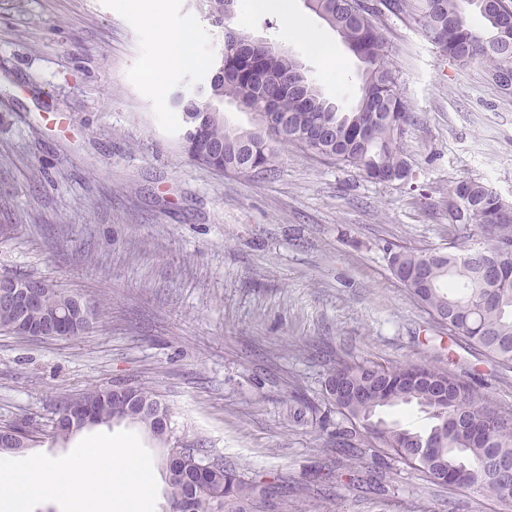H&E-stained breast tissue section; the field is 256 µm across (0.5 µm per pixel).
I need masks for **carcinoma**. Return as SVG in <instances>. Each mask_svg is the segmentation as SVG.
<instances>
[{
  "mask_svg": "<svg viewBox=\"0 0 512 512\" xmlns=\"http://www.w3.org/2000/svg\"><path fill=\"white\" fill-rule=\"evenodd\" d=\"M215 23L226 25V0H198ZM483 0H309L308 9L324 20L363 64L356 105L344 111L322 96L310 79L298 89L289 81L301 69L287 52L268 43L244 49L241 39L224 32L221 53L224 77L209 83L207 103L187 98L180 106L183 122L202 123L201 138L186 150L199 164L210 147L224 148L217 164L224 171L269 176L275 173L281 147L293 145L354 170L377 183L407 182L414 162L401 142L413 122L397 88L391 63L375 18L419 14L426 33L448 57L479 61L489 77L512 67L505 55L487 43L490 33H512V0L485 12ZM478 13L485 31L471 28L468 11ZM256 117L250 130L232 128L219 108L224 101ZM448 247L418 250L389 245L391 273L448 335L463 338L512 370V203L480 180H462L453 188ZM74 296L48 285L40 308L30 320L45 319L72 304ZM0 330L23 334L14 312L0 306ZM138 400L150 411L124 415L125 405L105 388L82 393L95 412V425L138 424L170 453L176 441L171 420L160 425L152 410L168 406L152 388L135 386ZM326 400L346 426L338 428L348 458L364 443L375 457L395 458L433 482L456 486L512 506V406L490 396L450 370L425 363L385 367L358 360L337 362L324 380ZM416 405L430 420L423 430L376 417L383 407ZM206 448L196 449L181 476L165 477L170 507L194 487L193 512H260L269 485L264 476L222 463Z\"/></svg>",
  "mask_w": 512,
  "mask_h": 512,
  "instance_id": "carcinoma-1",
  "label": "carcinoma"
}]
</instances>
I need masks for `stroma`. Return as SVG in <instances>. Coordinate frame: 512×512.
Here are the masks:
<instances>
[{
    "label": "stroma",
    "instance_id": "35a3bbf8",
    "mask_svg": "<svg viewBox=\"0 0 512 512\" xmlns=\"http://www.w3.org/2000/svg\"><path fill=\"white\" fill-rule=\"evenodd\" d=\"M166 4L213 59L223 39L195 0ZM294 21L333 48L334 68L255 0H236L231 25L288 51L326 98L355 104L361 62L302 0ZM378 25L416 117L402 144L416 165L409 184L371 182L293 146L270 177L200 166L181 150L169 98L208 71L173 73L157 90L146 18L120 0H0V276L44 279L105 309L71 338L0 331V426L41 435L17 462L129 439L160 469L159 445L128 424L65 442L49 434L73 396L145 384L181 439L284 480L266 512H505L392 458L374 484L334 478L341 417L322 384L337 361L446 367L512 405V372L440 329L386 256L390 244L447 246L459 181L512 202V96L414 21Z\"/></svg>",
    "mask_w": 512,
    "mask_h": 512
}]
</instances>
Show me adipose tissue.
<instances>
[{
	"label": "adipose tissue",
	"instance_id": "obj_1",
	"mask_svg": "<svg viewBox=\"0 0 512 512\" xmlns=\"http://www.w3.org/2000/svg\"><path fill=\"white\" fill-rule=\"evenodd\" d=\"M123 4L145 14L159 31L157 87H164L172 72L197 64L192 30L167 22L164 0H123ZM154 490L153 470L130 441L91 442L88 450L65 463L44 457L24 464L0 459V512H27L31 501L47 495L67 512H147Z\"/></svg>",
	"mask_w": 512,
	"mask_h": 512
}]
</instances>
